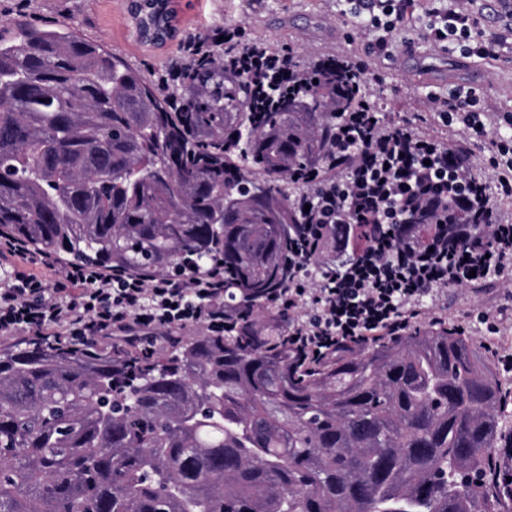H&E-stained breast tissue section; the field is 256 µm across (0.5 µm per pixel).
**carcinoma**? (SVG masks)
<instances>
[{
  "instance_id": "obj_1",
  "label": "carcinoma",
  "mask_w": 512,
  "mask_h": 512,
  "mask_svg": "<svg viewBox=\"0 0 512 512\" xmlns=\"http://www.w3.org/2000/svg\"><path fill=\"white\" fill-rule=\"evenodd\" d=\"M350 78L255 122L217 62L171 112L88 36L0 33V230L106 272L217 256L241 312L165 357L0 349V512H501L502 388L468 338L428 324L310 367L266 304L300 224L278 178L323 159Z\"/></svg>"
}]
</instances>
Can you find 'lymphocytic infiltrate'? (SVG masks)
I'll list each match as a JSON object with an SVG mask.
<instances>
[{"mask_svg":"<svg viewBox=\"0 0 512 512\" xmlns=\"http://www.w3.org/2000/svg\"><path fill=\"white\" fill-rule=\"evenodd\" d=\"M474 0H336L374 51L389 57L396 40L415 33L431 47L479 59L512 43V0H495L503 25L484 36ZM247 82L244 112H271L283 101L303 102L336 56L296 58L288 48L251 36L247 26L222 23L184 38L179 56L158 85L174 111L179 91L214 61ZM354 109L318 164L285 174L298 186L292 204L303 225L286 254L288 286L269 300L303 363L317 365L341 347L406 335L438 322L421 301L435 288L474 287L498 277L512 288V224L496 220L491 197L512 198V137H499L488 164L494 180L476 176L469 158L429 132L381 125L365 61H354ZM424 105L444 126L486 135L485 109L472 89L448 97L426 94ZM426 225H419V218ZM344 224L341 249L325 246L324 225ZM224 305V268L217 262L179 275L101 273L71 264L0 234V338L64 342L123 337L144 347L161 331L199 327L214 336L235 327Z\"/></svg>","mask_w":512,"mask_h":512,"instance_id":"obj_1","label":"lymphocytic infiltrate"}]
</instances>
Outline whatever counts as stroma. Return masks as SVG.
<instances>
[{
  "mask_svg": "<svg viewBox=\"0 0 512 512\" xmlns=\"http://www.w3.org/2000/svg\"><path fill=\"white\" fill-rule=\"evenodd\" d=\"M180 14L181 34L202 30L211 23H245L251 35L274 40L295 55L335 52L365 59L372 70L381 72L386 83L379 94L381 116L389 124L427 126L430 133L450 147L463 146L473 164L486 169L494 147L492 137L465 140L456 128L444 126L426 112V93L441 95L458 86L477 89L484 106L496 112L512 111V50L491 59H468L456 52L427 48L417 40L419 56L410 64L402 55L386 59L373 53L366 39L356 35L349 20L340 16L336 0H185ZM22 20L37 26H66L101 40L113 53L150 78H157L179 49L172 41L157 49L141 43L133 33L123 0H0V26ZM427 303L449 325L462 326L465 337L484 355L512 350V297L497 280L475 288H438ZM504 307L497 335H487L476 319L477 310Z\"/></svg>",
  "mask_w": 512,
  "mask_h": 512,
  "instance_id": "stroma-1",
  "label": "stroma"
}]
</instances>
